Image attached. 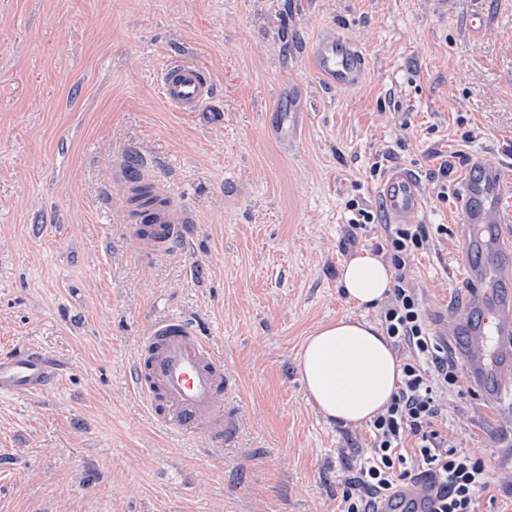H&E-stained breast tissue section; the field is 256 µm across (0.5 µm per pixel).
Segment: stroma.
Listing matches in <instances>:
<instances>
[{
  "mask_svg": "<svg viewBox=\"0 0 512 512\" xmlns=\"http://www.w3.org/2000/svg\"><path fill=\"white\" fill-rule=\"evenodd\" d=\"M328 30L361 48L360 87L311 69ZM183 52L212 74L213 112L164 102L160 71ZM289 111L305 118L285 147L266 130ZM475 160L502 167L512 207V0H0V355L34 346L61 367L40 394L0 397V512H336L373 437L322 417L296 355L321 323L379 322L338 278L383 237L377 190L396 166L420 180L429 236L406 278L452 344L469 301L457 196ZM133 170L189 213L167 249L135 233ZM352 200L374 223L350 226ZM168 314L234 373L222 454L131 389ZM443 408L486 463L480 512H512V408L473 391Z\"/></svg>",
  "mask_w": 512,
  "mask_h": 512,
  "instance_id": "1",
  "label": "stroma"
}]
</instances>
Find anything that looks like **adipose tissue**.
<instances>
[{"mask_svg": "<svg viewBox=\"0 0 512 512\" xmlns=\"http://www.w3.org/2000/svg\"><path fill=\"white\" fill-rule=\"evenodd\" d=\"M339 281L350 301L374 306L390 293L392 267L383 255L364 249L342 264ZM296 363L313 406L326 420L350 427L382 413L401 378L399 358L383 330L355 317L318 326Z\"/></svg>", "mask_w": 512, "mask_h": 512, "instance_id": "ef3b65f1", "label": "adipose tissue"}]
</instances>
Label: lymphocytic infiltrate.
I'll list each match as a JSON object with an SVG mask.
<instances>
[{"label": "lymphocytic infiltrate", "instance_id": "f902f5d3", "mask_svg": "<svg viewBox=\"0 0 512 512\" xmlns=\"http://www.w3.org/2000/svg\"><path fill=\"white\" fill-rule=\"evenodd\" d=\"M427 242L422 225L402 224L386 228L377 245L397 270L381 324L394 350L406 356L396 392L370 425L373 446L360 461L357 480L343 490L338 512H377L379 499L420 476L434 489L431 512H479L489 486L484 461L436 427L442 395L462 392V372L430 335L418 295L403 273L407 259ZM410 435L415 441L408 448L404 441Z\"/></svg>", "mask_w": 512, "mask_h": 512}]
</instances>
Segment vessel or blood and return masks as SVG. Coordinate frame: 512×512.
Returning <instances> with one entry per match:
<instances>
[{"mask_svg": "<svg viewBox=\"0 0 512 512\" xmlns=\"http://www.w3.org/2000/svg\"><path fill=\"white\" fill-rule=\"evenodd\" d=\"M310 62L323 83L352 89L365 78L366 59L351 39L330 33L310 47ZM161 95L178 112H199L214 96L211 74L188 55L173 57L159 74ZM480 177L459 198L466 233L458 255L470 266V303L456 315L457 343L464 375L495 407L512 390V214L497 202L499 172L479 163ZM154 205L137 233L154 247H167L182 224L185 209L159 183ZM378 193L393 224L418 223L425 201L417 175L406 168L388 172ZM59 372L54 358L37 348L0 356V396L32 395L45 390ZM230 374L213 341L180 315L155 320L133 362L131 388L142 395L152 416L164 426L204 427L216 446H223L235 422L224 405ZM431 500L421 485L400 488L380 504V512H429Z\"/></svg>", "mask_w": 512, "mask_h": 512, "instance_id": "b4317fda", "label": "vessel or blood"}]
</instances>
